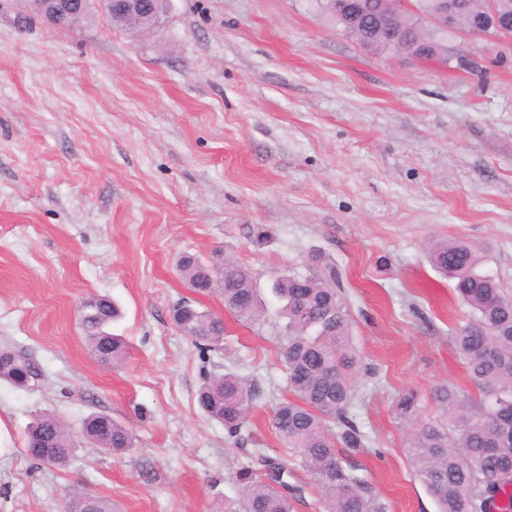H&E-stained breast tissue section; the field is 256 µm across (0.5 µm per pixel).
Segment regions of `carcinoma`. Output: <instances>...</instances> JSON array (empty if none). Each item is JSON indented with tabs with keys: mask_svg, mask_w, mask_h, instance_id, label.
<instances>
[{
	"mask_svg": "<svg viewBox=\"0 0 512 512\" xmlns=\"http://www.w3.org/2000/svg\"><path fill=\"white\" fill-rule=\"evenodd\" d=\"M428 259L474 315L452 342L480 397L441 385L433 393L439 416L426 419L415 391L400 394L394 412L411 427L407 453L439 512H512V496L503 497L512 489V295L484 271V257L463 240L436 242ZM178 270L195 293L219 294L239 320L257 323L265 318L268 305L248 266L215 252L207 262L184 255ZM270 294L291 393L272 410L274 433L314 476L324 512H384L385 505L355 475L357 466L345 465L339 457L342 448L367 447V438L350 414L359 359L336 269L313 276L278 272ZM101 304L103 317L81 322L83 336L94 353L106 345L100 359L116 367L125 360V346L106 328L119 311L106 297ZM171 317L203 353L216 350L224 340V320L189 300L174 305ZM0 354L16 356L11 368L0 371L1 381L19 383L25 390L42 385L41 365L25 352L4 347ZM259 395L257 382L226 372L205 377L197 401L209 418L235 436ZM80 438L114 455L133 447L130 430L106 414L86 417L77 435L56 417L43 414L27 430L26 451L39 462L64 468ZM235 478L241 494L224 501V512H294V502L301 498L298 486L291 495L284 492L288 468L283 465L271 464L264 474L241 467Z\"/></svg>",
	"mask_w": 512,
	"mask_h": 512,
	"instance_id": "obj_1",
	"label": "carcinoma"
}]
</instances>
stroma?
<instances>
[{
  "mask_svg": "<svg viewBox=\"0 0 512 512\" xmlns=\"http://www.w3.org/2000/svg\"><path fill=\"white\" fill-rule=\"evenodd\" d=\"M29 13L0 0V347L45 378L0 381V512H65L79 492L117 512H224L236 470L269 460L303 487L295 512H322L269 422L288 395L275 314L239 322L177 269L182 253L218 250L263 288L277 270L335 267L361 358L352 413L373 441L360 475L386 512H437L393 405L415 390L432 419L436 387L475 389L452 343L468 310L430 265L433 241L477 246L512 294V64L478 39L461 44L476 73L374 54L326 0H169L137 37L99 12L75 30ZM88 296L121 306L119 367L85 342ZM189 298L224 318L205 356L170 320ZM225 371L260 386L235 437L196 398ZM45 413L75 431L109 415L134 446L45 465L24 451ZM2 356L15 355L16 361L9 369L1 370L0 380L14 386L21 382L22 388L32 390L41 386L44 381V371L41 365L21 350H13L8 347L0 349Z\"/></svg>",
  "mask_w": 512,
  "mask_h": 512,
  "instance_id": "35a3bbf8",
  "label": "stroma"
}]
</instances>
